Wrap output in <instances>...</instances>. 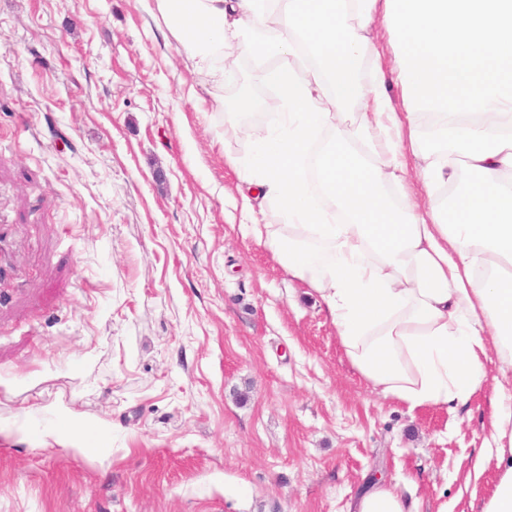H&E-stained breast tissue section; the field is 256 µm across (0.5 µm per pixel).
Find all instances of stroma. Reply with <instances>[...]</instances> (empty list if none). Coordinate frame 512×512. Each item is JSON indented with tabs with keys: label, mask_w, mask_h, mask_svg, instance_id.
I'll list each match as a JSON object with an SVG mask.
<instances>
[{
	"label": "stroma",
	"mask_w": 512,
	"mask_h": 512,
	"mask_svg": "<svg viewBox=\"0 0 512 512\" xmlns=\"http://www.w3.org/2000/svg\"><path fill=\"white\" fill-rule=\"evenodd\" d=\"M279 110L156 0H0V512H478L489 390L414 410L241 220ZM349 512H418L417 503L375 482L351 505Z\"/></svg>",
	"instance_id": "1"
}]
</instances>
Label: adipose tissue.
Here are the masks:
<instances>
[{"mask_svg":"<svg viewBox=\"0 0 512 512\" xmlns=\"http://www.w3.org/2000/svg\"><path fill=\"white\" fill-rule=\"evenodd\" d=\"M157 4L202 74L221 81L247 56L276 91L278 122L240 169L243 223L320 295L357 371L412 410L467 405L487 383L488 351L512 374V0ZM379 7L399 112L383 70L359 80ZM356 101L364 111L348 131ZM424 131L437 150L423 147ZM415 172L424 208L402 193ZM257 199L276 206L281 228L259 223ZM488 403L475 467L498 478L480 512H512V389L497 385ZM350 512L418 510L376 482Z\"/></svg>","mask_w":512,"mask_h":512,"instance_id":"ef3b65f1","label":"adipose tissue"}]
</instances>
